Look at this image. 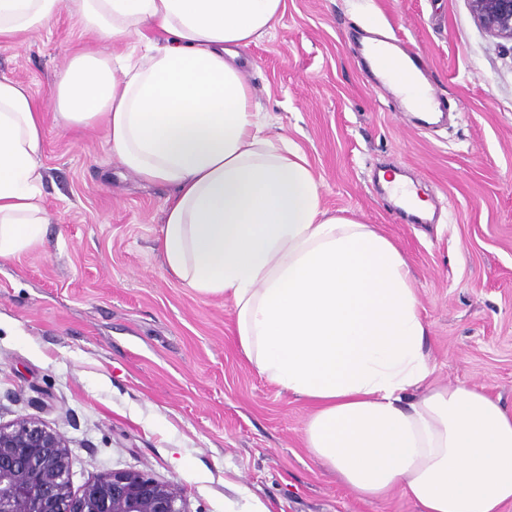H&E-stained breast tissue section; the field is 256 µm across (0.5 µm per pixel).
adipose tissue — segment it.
Here are the masks:
<instances>
[{
	"label": "adipose tissue",
	"mask_w": 512,
	"mask_h": 512,
	"mask_svg": "<svg viewBox=\"0 0 512 512\" xmlns=\"http://www.w3.org/2000/svg\"><path fill=\"white\" fill-rule=\"evenodd\" d=\"M112 45L73 58L50 103L0 76V260L42 243L52 217L45 119L101 124L110 153L173 193L167 272L232 302L240 354L311 406L308 453L356 497L417 512L512 504V409L473 384L435 385L408 264L373 225L325 209L305 155L265 132L242 52L285 0H0V42L62 5Z\"/></svg>",
	"instance_id": "obj_1"
}]
</instances>
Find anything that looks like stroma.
I'll return each instance as SVG.
<instances>
[{"label":"stroma","instance_id":"1","mask_svg":"<svg viewBox=\"0 0 512 512\" xmlns=\"http://www.w3.org/2000/svg\"><path fill=\"white\" fill-rule=\"evenodd\" d=\"M243 70L268 134L295 143L323 206L375 225L412 275L437 383L482 386L512 407V43L466 0H285ZM399 35L428 68L447 123L427 124L377 87L361 34ZM93 40L68 10L0 43V74L49 100ZM42 246L0 260V422L61 433L73 489L112 470L178 485L189 512H416L362 501L302 442L309 407L259 376L232 337L231 302L195 293L159 250L171 189L112 158L102 131H44ZM435 196L403 223L372 178L383 169Z\"/></svg>","mask_w":512,"mask_h":512}]
</instances>
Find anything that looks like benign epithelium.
<instances>
[{
	"mask_svg": "<svg viewBox=\"0 0 512 512\" xmlns=\"http://www.w3.org/2000/svg\"><path fill=\"white\" fill-rule=\"evenodd\" d=\"M479 27L512 42V0H467ZM0 512H188L182 490L112 470L75 492L65 439L37 420L0 424Z\"/></svg>",
	"mask_w": 512,
	"mask_h": 512,
	"instance_id": "benign-epithelium-1",
	"label": "benign epithelium"
}]
</instances>
